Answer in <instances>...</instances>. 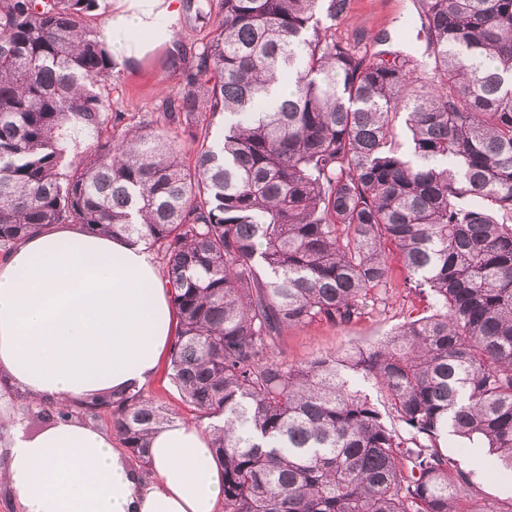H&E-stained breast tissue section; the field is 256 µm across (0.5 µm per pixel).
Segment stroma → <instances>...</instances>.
Instances as JSON below:
<instances>
[{"mask_svg":"<svg viewBox=\"0 0 512 512\" xmlns=\"http://www.w3.org/2000/svg\"><path fill=\"white\" fill-rule=\"evenodd\" d=\"M419 0H350L346 19L337 25V38L358 48L371 46L380 33L401 36V45L422 56L427 43L417 22ZM184 84L183 71L169 51L160 48L144 61L138 76L113 72L102 87L112 101L115 128L140 125L161 115L162 102L176 96ZM392 276L385 293L370 299L363 315L346 326L317 322L284 332L278 350L289 364L298 365L328 353L350 348H367L389 338L410 316L424 309L426 302L405 286L406 272L398 257H391ZM146 399L162 405L173 417L195 420L171 376L162 366L158 377L144 388ZM447 452L468 473L471 484L465 494L479 512H492L502 500L512 498V471L503 469L487 449L449 438Z\"/></svg>","mask_w":512,"mask_h":512,"instance_id":"1","label":"stroma"}]
</instances>
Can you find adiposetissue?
I'll list each match as a JSON object with an SVG mask.
<instances>
[{
  "instance_id": "ef3b65f1",
  "label": "adipose tissue",
  "mask_w": 512,
  "mask_h": 512,
  "mask_svg": "<svg viewBox=\"0 0 512 512\" xmlns=\"http://www.w3.org/2000/svg\"><path fill=\"white\" fill-rule=\"evenodd\" d=\"M182 0H112L104 36L118 70L137 74L173 47ZM174 330L171 290L147 241L55 224L0 263V380L33 401L79 405L137 392L158 375ZM0 478L22 512H217L224 479L207 431L176 419L150 441V475L110 436L72 418L36 435L15 417Z\"/></svg>"
}]
</instances>
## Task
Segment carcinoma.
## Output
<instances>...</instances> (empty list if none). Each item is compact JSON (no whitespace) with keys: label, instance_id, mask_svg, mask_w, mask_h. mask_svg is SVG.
Listing matches in <instances>:
<instances>
[{"label":"carcinoma","instance_id":"obj_1","mask_svg":"<svg viewBox=\"0 0 512 512\" xmlns=\"http://www.w3.org/2000/svg\"><path fill=\"white\" fill-rule=\"evenodd\" d=\"M216 2L163 103L169 126L224 115L216 138L191 133L190 166L156 130L102 137L112 54L85 24L99 0H0V252L51 224L157 249L172 379L224 420V512H477L445 447L476 441L512 469V0H420L430 65L337 39L349 0ZM70 128L89 140L76 163ZM389 246L430 314L366 349L275 354L290 328L360 318L388 288ZM102 411L148 466L168 411L140 392L82 408Z\"/></svg>","mask_w":512,"mask_h":512}]
</instances>
